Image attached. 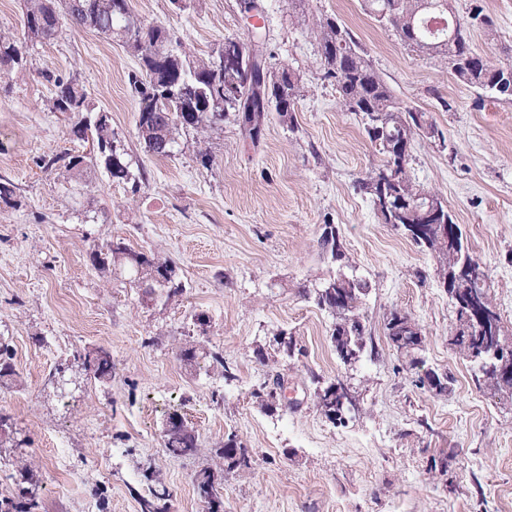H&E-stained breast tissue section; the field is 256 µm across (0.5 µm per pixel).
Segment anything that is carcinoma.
<instances>
[{"label": "carcinoma", "instance_id": "obj_1", "mask_svg": "<svg viewBox=\"0 0 512 512\" xmlns=\"http://www.w3.org/2000/svg\"><path fill=\"white\" fill-rule=\"evenodd\" d=\"M114 0H24L23 22L27 40L17 41L0 35V75L27 64V42H50L57 38L62 18L73 24L93 29L110 36L119 34L137 53L139 69L128 74V83L137 97L136 130L147 153L167 158L180 146V138L188 134L205 136L223 127L224 119L233 117L252 144L263 136L269 114L277 113L282 121L292 120L289 107L296 105L299 87L292 74L284 69L280 73L264 71L263 55L252 43L227 39L217 51L197 62H189L182 55L164 46L163 30L147 25L135 17L130 8L124 12L112 9ZM371 14L382 26L392 29L406 47L448 63L452 75L462 84L493 95L497 99L512 100V91L499 89L506 74L512 69L497 67L475 52L470 44V30H494L493 19L484 9L473 6L465 19L451 22L448 30L437 36L430 35L425 21L433 15L448 17V0H366ZM324 78L334 81L340 104L349 112L362 115L364 129L370 140L383 154L378 168L367 172L358 181L359 189L370 195L372 202L379 197L373 187L386 180V195L398 202L391 214V224L406 231V225L420 224L423 233L411 237L417 245L434 250L442 256V277L451 279L464 261L474 258L463 244L460 227L455 224L445 206L430 215L429 203L440 200L412 179L410 174L414 131L426 124L425 113L404 109L397 105L391 89L374 69L353 34L333 18L317 23ZM43 78L53 86L52 109L70 114L89 113L85 129L94 131L96 152L90 157H69L65 165L74 170L85 163L101 166L109 178L118 184H131L137 188L144 172L134 171L128 160L125 144L112 128V115L93 111L86 93L74 77H61L50 73ZM448 232L441 233L442 226ZM320 245L330 253L333 261L342 259L336 232L330 224L320 239ZM107 256L93 252L92 261L100 269L108 263L117 265L129 274L130 284L142 295L153 299L170 300L185 291V284L177 276L170 261L156 253L131 249L122 241L106 244ZM369 289V283L356 275L333 274L322 283L302 289L303 297L311 299L333 317L332 340L341 362L352 366L363 353L364 324L358 313L360 297ZM454 306L457 328L452 346L471 362L482 364L481 374L488 386L512 398V383L502 381L495 351L503 336L500 313L491 301L486 286V275L477 274L461 288H447ZM478 305L496 322L497 327L474 335L467 332L470 308ZM386 336L395 350L413 351L422 339L411 318L398 311L390 313L385 322ZM12 351L9 342L0 337V378L13 375L10 365ZM74 360L81 361L82 369L98 380L112 374V354L98 349V356L90 358L78 353ZM421 386H428L437 395L448 392V376L428 373L418 378ZM316 406L330 421L344 422L338 412H356L355 404L341 406L336 400L332 384L319 386L314 393ZM164 445L173 456L191 455L197 450V440L176 415L169 418L164 429ZM224 470L248 469L251 466L249 450L229 438L220 447ZM195 490L205 503L221 499L220 483L215 471L202 469L193 478ZM152 499L143 501L144 512H167L165 501L170 494L164 488L151 489ZM43 500L38 490L16 501L0 499V512H42Z\"/></svg>", "mask_w": 512, "mask_h": 512}]
</instances>
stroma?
I'll list each match as a JSON object with an SVG mask.
<instances>
[{
	"mask_svg": "<svg viewBox=\"0 0 512 512\" xmlns=\"http://www.w3.org/2000/svg\"><path fill=\"white\" fill-rule=\"evenodd\" d=\"M480 2L494 33L472 30L474 49L512 66V0H452L457 15ZM259 22L237 0H129L134 15L162 27L192 58L224 39L249 41L261 26L272 70L299 81L293 125L271 116L259 145L233 120L173 157L145 153L135 126L128 74L137 54L120 35L63 24L57 39L28 45L25 69L0 77V178L18 204L0 203V335L11 345L15 381L0 384V412L13 442L0 444V497L16 496L28 466L45 512H142L151 488L165 486L170 512H204L193 478L216 465L235 436L250 468L224 480V512H512V404L477 383L473 364L450 344L456 315L436 254L386 224L358 180L383 157L360 116L338 103L323 77L316 19L348 27L402 107L423 112L411 140L415 181L437 193L488 276L489 294L512 340V101L456 81L439 59L408 49L381 27L364 0H263ZM49 73L76 75L90 104L112 114L138 190L102 167L47 170L43 157L88 151L69 114L51 109ZM212 156L210 166L196 158ZM334 225L343 261L371 288L359 303L371 354L354 369L337 359L331 319L303 286L331 268L319 246ZM123 240L170 259L184 293L167 303L142 298L111 269L92 262L98 246ZM407 313L422 344L394 351L384 324ZM207 326H199L198 315ZM299 352H269L278 331ZM221 354L225 381L181 361L185 345ZM106 348L112 376L77 375L60 396L50 372L74 351ZM447 374L438 395L418 385ZM279 372L299 406L262 408L257 391ZM350 380L360 410L345 424L315 405L317 383ZM178 414L198 436L196 454L170 455L163 427ZM448 454V471L434 460Z\"/></svg>",
	"mask_w": 512,
	"mask_h": 512,
	"instance_id": "stroma-1",
	"label": "stroma"
}]
</instances>
